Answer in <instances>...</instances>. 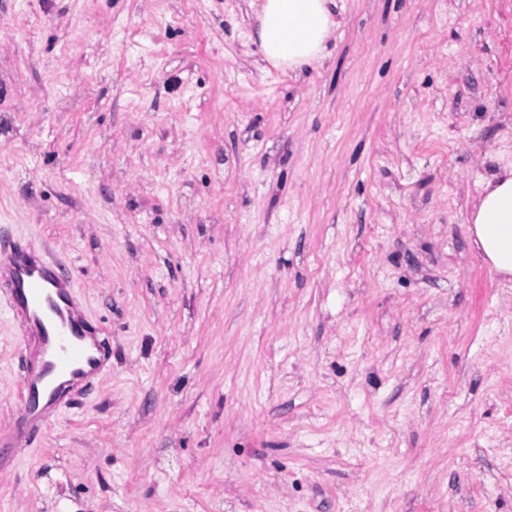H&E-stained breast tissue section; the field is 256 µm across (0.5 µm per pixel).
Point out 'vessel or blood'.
Masks as SVG:
<instances>
[{
    "label": "vessel or blood",
    "instance_id": "obj_1",
    "mask_svg": "<svg viewBox=\"0 0 512 512\" xmlns=\"http://www.w3.org/2000/svg\"><path fill=\"white\" fill-rule=\"evenodd\" d=\"M0 293L20 315L23 345L33 354L20 381L22 410L8 435L16 444L73 407L104 369L107 344L82 314L74 278L33 251L0 248Z\"/></svg>",
    "mask_w": 512,
    "mask_h": 512
}]
</instances>
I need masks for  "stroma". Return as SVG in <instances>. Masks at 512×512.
Instances as JSON below:
<instances>
[{
    "label": "stroma",
    "instance_id": "35a3bbf8",
    "mask_svg": "<svg viewBox=\"0 0 512 512\" xmlns=\"http://www.w3.org/2000/svg\"><path fill=\"white\" fill-rule=\"evenodd\" d=\"M274 68L253 0H0V239L112 368L0 512H512V0H337ZM0 297V433L22 408ZM469 231L485 261L502 277L512 276V170L505 171L475 205Z\"/></svg>",
    "mask_w": 512,
    "mask_h": 512
}]
</instances>
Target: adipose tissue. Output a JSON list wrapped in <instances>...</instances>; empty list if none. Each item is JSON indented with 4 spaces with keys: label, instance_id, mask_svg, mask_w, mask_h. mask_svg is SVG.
Masks as SVG:
<instances>
[{
    "label": "adipose tissue",
    "instance_id": "obj_1",
    "mask_svg": "<svg viewBox=\"0 0 512 512\" xmlns=\"http://www.w3.org/2000/svg\"><path fill=\"white\" fill-rule=\"evenodd\" d=\"M253 38L265 60L291 71L321 61L336 28V0H258ZM469 231L485 261L512 276V170L488 183Z\"/></svg>",
    "mask_w": 512,
    "mask_h": 512
}]
</instances>
